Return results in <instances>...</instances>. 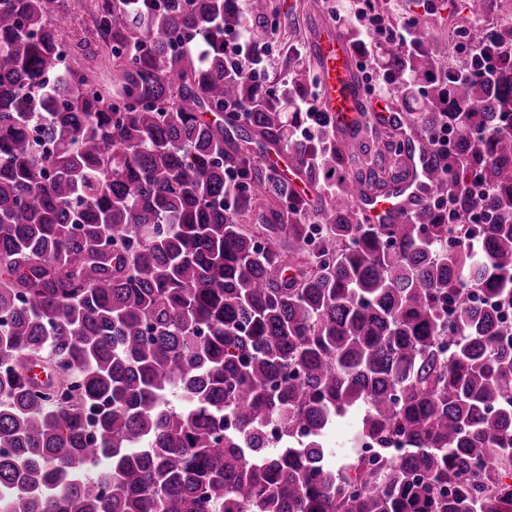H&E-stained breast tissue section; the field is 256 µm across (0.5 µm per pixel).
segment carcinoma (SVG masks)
Here are the masks:
<instances>
[{"label":"carcinoma","mask_w":512,"mask_h":512,"mask_svg":"<svg viewBox=\"0 0 512 512\" xmlns=\"http://www.w3.org/2000/svg\"><path fill=\"white\" fill-rule=\"evenodd\" d=\"M79 7L0 0V512H512V70L444 76L424 34L378 55L428 145L455 141L409 222L366 224L353 188L403 168L295 137L310 71L224 60L268 0H91L74 40ZM472 171L493 192L455 213L484 223L450 224ZM351 413L403 456L337 461Z\"/></svg>","instance_id":"1"}]
</instances>
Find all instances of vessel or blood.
<instances>
[{
    "label": "vessel or blood",
    "mask_w": 512,
    "mask_h": 512,
    "mask_svg": "<svg viewBox=\"0 0 512 512\" xmlns=\"http://www.w3.org/2000/svg\"><path fill=\"white\" fill-rule=\"evenodd\" d=\"M309 48L320 79V108L332 118L337 136L350 137L359 126L371 121L404 131L411 177L397 185L392 194L383 197L356 190L355 202L368 223L405 222L432 193L438 156L421 136L413 132L402 110L395 107L385 111L369 104L363 93L353 48L343 31L330 24L318 25L310 34Z\"/></svg>",
    "instance_id": "1"
}]
</instances>
